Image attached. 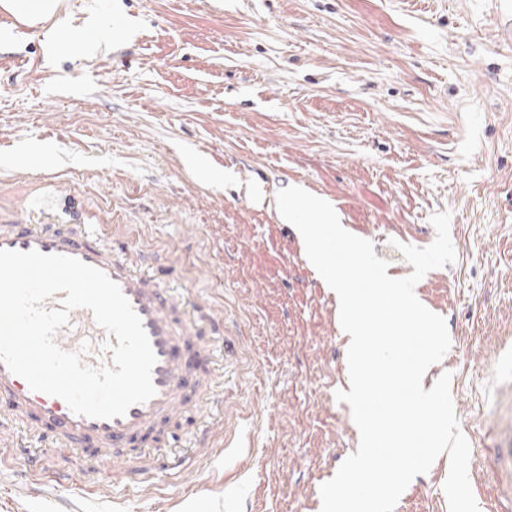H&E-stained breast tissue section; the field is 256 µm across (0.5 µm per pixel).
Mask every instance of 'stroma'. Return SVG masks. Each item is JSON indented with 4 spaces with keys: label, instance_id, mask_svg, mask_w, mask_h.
<instances>
[{
    "label": "stroma",
    "instance_id": "obj_1",
    "mask_svg": "<svg viewBox=\"0 0 512 512\" xmlns=\"http://www.w3.org/2000/svg\"><path fill=\"white\" fill-rule=\"evenodd\" d=\"M497 0H62L72 33L0 10V225L96 224L130 258L222 324L213 343L221 413L203 403L172 430L189 461L146 479L122 464L90 491L30 485L0 467V512H321L320 487L359 432L336 398L348 380L336 295L282 222L280 189L330 203L371 241L430 245L449 212L454 263L420 281L451 347L470 487L502 503L497 361L512 348V42ZM54 208H40L44 197ZM447 456L395 512H448Z\"/></svg>",
    "mask_w": 512,
    "mask_h": 512
}]
</instances>
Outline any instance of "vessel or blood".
<instances>
[{
  "instance_id": "1",
  "label": "vessel or blood",
  "mask_w": 512,
  "mask_h": 512,
  "mask_svg": "<svg viewBox=\"0 0 512 512\" xmlns=\"http://www.w3.org/2000/svg\"><path fill=\"white\" fill-rule=\"evenodd\" d=\"M0 249L66 255L103 271L140 316L157 358L152 370L154 396L109 420L75 414L63 399L33 391L0 363V437H14L15 421L22 418L48 430L60 454L91 447L96 472L117 462L128 470H141L149 451L168 440L167 427L176 412L188 411L191 402L207 398L213 384L206 373L212 352L201 333L188 325L187 312L169 288L167 275L158 268L136 266L124 246L104 241L90 224H5L0 226ZM54 341L62 350L80 353L85 365L112 363L110 337L90 310H72ZM18 454L37 480L68 481V474L45 467L42 456L23 441L14 437L12 443L0 444V463Z\"/></svg>"
}]
</instances>
